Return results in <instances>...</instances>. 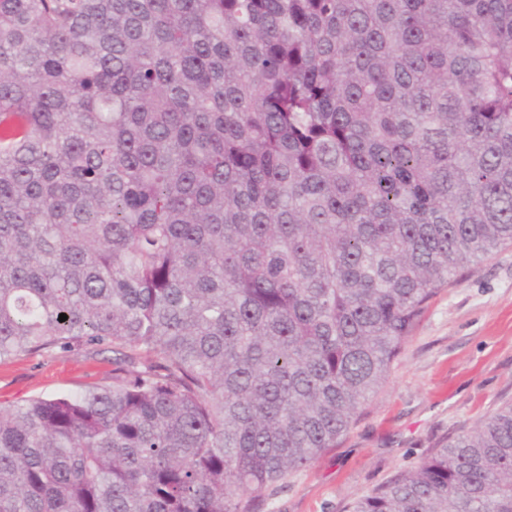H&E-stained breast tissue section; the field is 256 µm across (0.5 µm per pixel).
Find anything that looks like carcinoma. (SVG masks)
Masks as SVG:
<instances>
[{"label": "carcinoma", "mask_w": 512, "mask_h": 512, "mask_svg": "<svg viewBox=\"0 0 512 512\" xmlns=\"http://www.w3.org/2000/svg\"><path fill=\"white\" fill-rule=\"evenodd\" d=\"M0 512H257L512 244V0H0ZM64 314L67 320L59 321ZM348 512H512V402ZM112 352L53 349L0 363V403L54 397L88 385L112 383Z\"/></svg>", "instance_id": "carcinoma-1"}]
</instances>
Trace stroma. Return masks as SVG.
<instances>
[{"mask_svg": "<svg viewBox=\"0 0 512 512\" xmlns=\"http://www.w3.org/2000/svg\"><path fill=\"white\" fill-rule=\"evenodd\" d=\"M111 381V352L53 349L0 363V403ZM510 400L512 245L429 301L387 382L348 433L272 491L262 512H346Z\"/></svg>", "mask_w": 512, "mask_h": 512, "instance_id": "35a3bbf8", "label": "stroma"}]
</instances>
